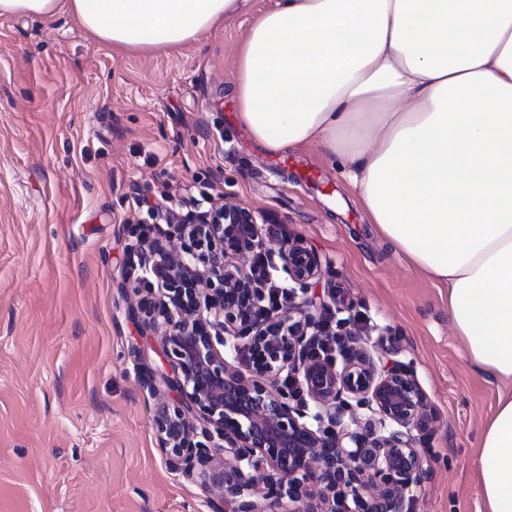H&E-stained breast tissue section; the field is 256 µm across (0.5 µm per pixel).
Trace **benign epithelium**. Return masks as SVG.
Instances as JSON below:
<instances>
[{
    "instance_id": "benign-epithelium-1",
    "label": "benign epithelium",
    "mask_w": 512,
    "mask_h": 512,
    "mask_svg": "<svg viewBox=\"0 0 512 512\" xmlns=\"http://www.w3.org/2000/svg\"><path fill=\"white\" fill-rule=\"evenodd\" d=\"M131 233L138 245L128 267L142 271L135 315L161 331L171 368L161 380L174 398L153 416L169 466L216 491L215 512H404L426 475L411 432L429 434L436 415L401 362L380 368L362 346L340 368L308 356L328 319V306L309 296L319 257L283 240L279 257L294 286L287 307L260 318L264 294L250 266L263 242L251 210L215 205L178 224H151L147 237L140 225ZM287 374L303 378L309 401L282 387ZM348 396L376 406L378 421L359 433L339 429Z\"/></svg>"
}]
</instances>
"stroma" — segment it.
<instances>
[{"mask_svg":"<svg viewBox=\"0 0 512 512\" xmlns=\"http://www.w3.org/2000/svg\"><path fill=\"white\" fill-rule=\"evenodd\" d=\"M275 4L251 0L153 53L115 50L64 10L0 17V512H211L210 491L158 447L168 391L139 378L170 367L123 280L130 225L192 198L252 210L271 251L299 239L334 318L375 361L412 370L437 422L404 512H485L478 445L502 384L473 370L447 289L388 246L317 147L293 152L312 181L272 167L227 94L247 30Z\"/></svg>","mask_w":512,"mask_h":512,"instance_id":"obj_1","label":"stroma"}]
</instances>
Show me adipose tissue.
I'll return each mask as SVG.
<instances>
[{
    "instance_id": "1",
    "label": "adipose tissue",
    "mask_w": 512,
    "mask_h": 512,
    "mask_svg": "<svg viewBox=\"0 0 512 512\" xmlns=\"http://www.w3.org/2000/svg\"><path fill=\"white\" fill-rule=\"evenodd\" d=\"M250 0H0L69 11L118 50H174ZM266 153L317 145L380 234L447 287L471 364L512 382V0H277L229 88ZM487 512H512V393L480 438Z\"/></svg>"
}]
</instances>
